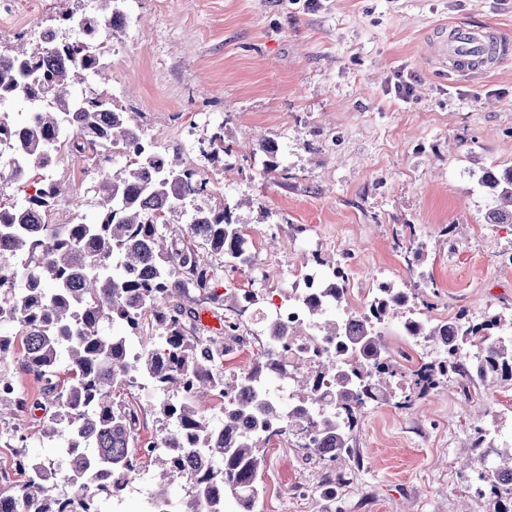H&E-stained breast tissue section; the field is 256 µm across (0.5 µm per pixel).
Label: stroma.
Masks as SVG:
<instances>
[{
	"mask_svg": "<svg viewBox=\"0 0 512 512\" xmlns=\"http://www.w3.org/2000/svg\"><path fill=\"white\" fill-rule=\"evenodd\" d=\"M0 0V47L36 43L61 13L94 0ZM115 28L120 49L108 78L89 90L111 95L163 153L217 182L198 205H234L258 268L222 265L218 293L254 288L242 314L260 334L268 300L315 265L351 251L347 306L361 309L379 282L411 279L398 240L415 236L440 296L431 316L512 309V224H490L485 171L512 168V63L461 76L440 69L429 44L443 27L494 24L512 39V0H128ZM412 79L409 99L388 86ZM230 152L203 150L216 128ZM278 147L283 178L264 179L260 138ZM498 447L512 444V382L464 398L442 384L409 408L371 406L359 420L360 457L339 499L298 496L326 471L303 460L295 438L272 439L259 512H494L459 476L475 457L470 414Z\"/></svg>",
	"mask_w": 512,
	"mask_h": 512,
	"instance_id": "1",
	"label": "stroma"
}]
</instances>
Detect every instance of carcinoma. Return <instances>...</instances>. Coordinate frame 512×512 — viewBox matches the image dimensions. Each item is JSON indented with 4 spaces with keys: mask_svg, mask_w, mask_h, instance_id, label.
<instances>
[{
    "mask_svg": "<svg viewBox=\"0 0 512 512\" xmlns=\"http://www.w3.org/2000/svg\"><path fill=\"white\" fill-rule=\"evenodd\" d=\"M102 15L83 16L73 40L40 42L30 49H0V103L21 98L33 113L25 131L0 111V150L23 156L27 165L10 175L14 182L39 181L43 189L20 205L0 204V419L35 411L48 402L69 417L55 414L36 429L15 430L13 454L21 479L0 488V499L21 498L33 512H99L89 488L111 496L122 494L151 466L160 469L151 497L175 512H224L231 499L251 512L262 492L266 450L274 436L300 434L311 428L320 447L302 449L303 459L326 463L333 477L318 487L336 500L348 483L346 466L357 458L353 448L361 413L368 405L429 394L448 380L459 384L465 399L470 389L512 381V312L490 310L481 322L460 311L432 322L404 317L403 335L439 349L438 360L421 357L409 370L408 388L396 393L397 358L379 326L403 317L417 298L410 288L382 283L355 323L325 319L341 307L347 288L338 278L345 263L317 259L327 267L324 287L330 296L311 298L310 322L288 329L301 343L314 335L334 336L343 361L300 366L293 375L278 371L280 353L267 341L252 368L224 373V343H246L238 323H226L218 336H201L184 300L190 291H209L211 303L223 305L210 291L216 275L213 259L233 268L254 267L246 225L233 222L230 207L195 209L187 227L174 230L172 217L183 201L203 191V175L160 155L132 122L130 113L112 108L102 94L74 95L70 87L100 78L110 52L107 27L126 20L125 0H98ZM80 157L109 159L112 145L136 151L119 170H101L86 191L93 193L97 220L47 224L62 184L46 174L44 164L61 145ZM480 184L500 204L487 213L489 224H512V169L483 173ZM412 273L419 290L436 294V283L423 268L421 247L410 248ZM105 323L120 332L103 333ZM15 362L33 376L37 396L17 393L5 370ZM287 382L295 410L253 395L266 389L272 376ZM145 381L149 392L163 394L159 413L169 428L147 458L138 454L137 424L142 403L116 396L122 387ZM332 381L329 406L321 385ZM223 395L222 417L200 410L205 398ZM68 435V474L48 464L33 469L24 463L32 440L54 441ZM486 432L474 428L472 447L492 458L495 474L480 476L477 494L495 498V512H512V448L484 446ZM66 482L73 491L60 490ZM185 496L174 501L170 488Z\"/></svg>",
    "mask_w": 512,
    "mask_h": 512,
    "instance_id": "obj_1",
    "label": "carcinoma"
}]
</instances>
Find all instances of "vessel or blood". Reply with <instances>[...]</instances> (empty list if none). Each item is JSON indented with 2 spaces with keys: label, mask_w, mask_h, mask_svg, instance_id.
Instances as JSON below:
<instances>
[{
  "label": "vessel or blood",
  "mask_w": 512,
  "mask_h": 512,
  "mask_svg": "<svg viewBox=\"0 0 512 512\" xmlns=\"http://www.w3.org/2000/svg\"><path fill=\"white\" fill-rule=\"evenodd\" d=\"M436 60L456 72L489 69L512 61V41L489 24L460 25L439 46Z\"/></svg>",
  "instance_id": "obj_1"
}]
</instances>
